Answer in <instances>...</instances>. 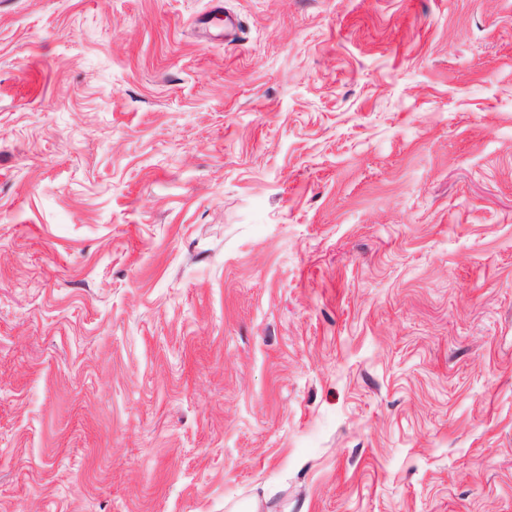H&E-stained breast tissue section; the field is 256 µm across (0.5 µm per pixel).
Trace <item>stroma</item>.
I'll return each mask as SVG.
<instances>
[{
	"label": "stroma",
	"mask_w": 512,
	"mask_h": 512,
	"mask_svg": "<svg viewBox=\"0 0 512 512\" xmlns=\"http://www.w3.org/2000/svg\"><path fill=\"white\" fill-rule=\"evenodd\" d=\"M254 499L512 512V0H0V512Z\"/></svg>",
	"instance_id": "stroma-1"
}]
</instances>
